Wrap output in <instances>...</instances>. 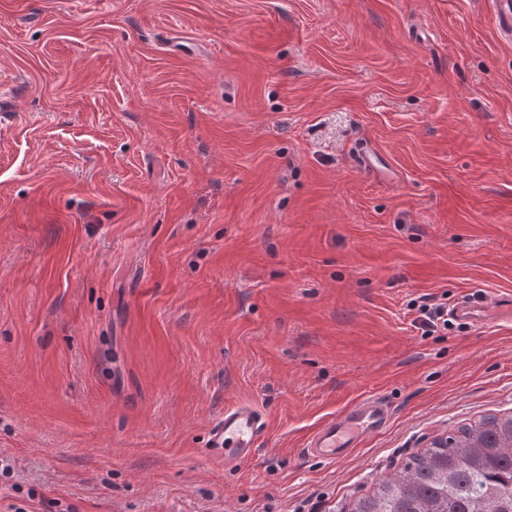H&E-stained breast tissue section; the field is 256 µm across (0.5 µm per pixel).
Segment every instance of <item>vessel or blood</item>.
I'll return each mask as SVG.
<instances>
[{
	"mask_svg": "<svg viewBox=\"0 0 512 512\" xmlns=\"http://www.w3.org/2000/svg\"><path fill=\"white\" fill-rule=\"evenodd\" d=\"M494 31L506 43L512 42V0H490ZM387 405L364 399L325 422L309 443V454L334 462L347 456L361 436L383 429L389 422ZM265 429L258 410L249 405L226 409L215 426L209 449L222 456L225 465L235 466L252 458L255 444Z\"/></svg>",
	"mask_w": 512,
	"mask_h": 512,
	"instance_id": "vessel-or-blood-1",
	"label": "vessel or blood"
}]
</instances>
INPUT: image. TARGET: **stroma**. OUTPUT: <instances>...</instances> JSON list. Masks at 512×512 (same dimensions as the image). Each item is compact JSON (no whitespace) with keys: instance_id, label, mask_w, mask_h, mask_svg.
<instances>
[{"instance_id":"35a3bbf8","label":"stroma","mask_w":512,"mask_h":512,"mask_svg":"<svg viewBox=\"0 0 512 512\" xmlns=\"http://www.w3.org/2000/svg\"><path fill=\"white\" fill-rule=\"evenodd\" d=\"M0 96V512H349L512 412L487 0H0ZM469 291L484 325L416 328ZM365 397L385 429L306 453ZM422 304L418 306L420 315L415 322L422 330V335L428 336L434 334L438 329L448 327V319H444V309L434 303H430L429 298H424ZM265 429L258 410L250 405L226 409L224 419L210 433L209 449L224 455V466H235L252 458L256 441Z\"/></svg>"}]
</instances>
